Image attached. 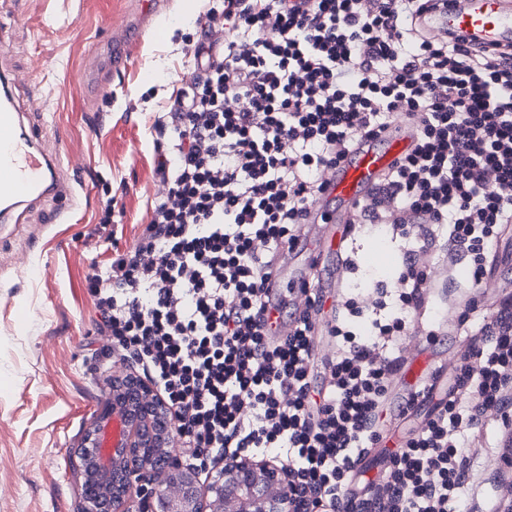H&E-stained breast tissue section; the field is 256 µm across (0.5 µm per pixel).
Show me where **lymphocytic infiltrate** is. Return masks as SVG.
<instances>
[{"instance_id":"1","label":"lymphocytic infiltrate","mask_w":512,"mask_h":512,"mask_svg":"<svg viewBox=\"0 0 512 512\" xmlns=\"http://www.w3.org/2000/svg\"><path fill=\"white\" fill-rule=\"evenodd\" d=\"M433 0H207L189 43L194 73L152 114L163 191L135 247L87 279L113 345L173 410L193 460L271 455L306 512H470L469 453L512 432V292L471 324L429 303L431 264L449 287L486 284L512 230V48L431 38ZM413 151L354 209L350 234L408 240L391 277L341 279L316 359L312 292L272 338L266 283L314 223L326 177L395 121ZM470 276L459 282L457 270ZM463 348L438 396L403 399L427 420L386 448L381 482L351 488L392 421L393 376L410 336ZM250 413H243V406Z\"/></svg>"}]
</instances>
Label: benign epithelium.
Here are the masks:
<instances>
[{"label": "benign epithelium", "mask_w": 512, "mask_h": 512, "mask_svg": "<svg viewBox=\"0 0 512 512\" xmlns=\"http://www.w3.org/2000/svg\"><path fill=\"white\" fill-rule=\"evenodd\" d=\"M177 443L154 384L132 368L113 377L112 406L94 415L72 458L81 512H301L276 458L239 454L214 463L202 481Z\"/></svg>", "instance_id": "7a95c632"}]
</instances>
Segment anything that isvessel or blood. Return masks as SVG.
I'll use <instances>...</instances> for the list:
<instances>
[{"mask_svg": "<svg viewBox=\"0 0 512 512\" xmlns=\"http://www.w3.org/2000/svg\"><path fill=\"white\" fill-rule=\"evenodd\" d=\"M432 32H451L487 47L512 45V0H448L430 12ZM45 120H32L15 92L9 69L0 70V225L31 223L47 214L51 223L72 220L80 210L77 182L60 151L46 145ZM413 134L393 124L380 141L361 146L332 173L322 207L354 206L368 196L381 173L411 147Z\"/></svg>", "mask_w": 512, "mask_h": 512, "instance_id": "b4317fda", "label": "vessel or blood"}]
</instances>
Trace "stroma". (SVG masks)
<instances>
[{"label": "stroma", "mask_w": 512, "mask_h": 512, "mask_svg": "<svg viewBox=\"0 0 512 512\" xmlns=\"http://www.w3.org/2000/svg\"><path fill=\"white\" fill-rule=\"evenodd\" d=\"M139 0H23L26 37L12 51L19 79L35 96L34 110L56 113L53 146L80 165L83 207L67 224H22L0 240V512H78L81 486L71 459L94 412L105 401L113 373L125 361L112 349L86 283L115 252L133 248L150 220L158 185L153 176L150 114L164 104L187 58L193 26L164 21L148 28L119 79L91 99L80 78L110 28H134ZM114 198L115 225L100 221L104 195ZM400 243L366 237L358 243L355 285L373 273L392 275ZM499 261L482 303L479 323L512 279V239L498 245ZM428 349L447 387L459 340L432 343L409 337L403 355Z\"/></svg>", "instance_id": "obj_1"}]
</instances>
